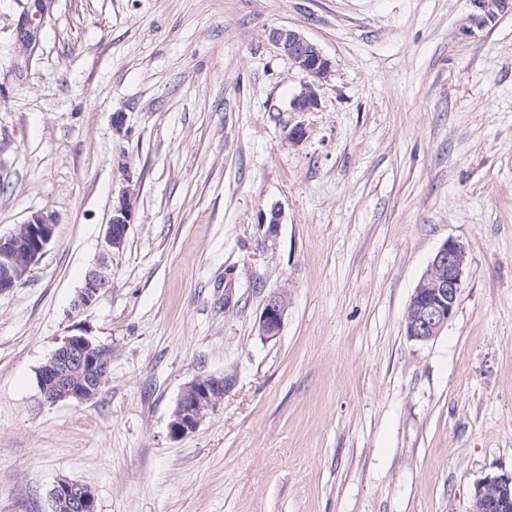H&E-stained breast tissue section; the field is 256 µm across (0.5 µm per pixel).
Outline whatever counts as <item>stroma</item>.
<instances>
[{
  "label": "stroma",
  "mask_w": 512,
  "mask_h": 512,
  "mask_svg": "<svg viewBox=\"0 0 512 512\" xmlns=\"http://www.w3.org/2000/svg\"><path fill=\"white\" fill-rule=\"evenodd\" d=\"M470 12L0 0V232L56 220L0 295V512H51L62 477L98 512H471L475 482L512 471V13L480 29ZM274 28L331 60L316 111H286L304 77ZM126 190L111 286L73 314ZM449 238L457 312L418 343L405 312ZM72 335L111 347L109 380L47 403L37 371ZM222 375L216 410L171 439L182 388ZM290 304L288 289L281 288L269 293L258 317V333L266 340L279 336Z\"/></svg>",
  "instance_id": "1"
}]
</instances>
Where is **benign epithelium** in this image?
<instances>
[{
    "mask_svg": "<svg viewBox=\"0 0 512 512\" xmlns=\"http://www.w3.org/2000/svg\"><path fill=\"white\" fill-rule=\"evenodd\" d=\"M473 7L470 22L486 25L502 13L512 11V0H469ZM270 40L304 76L303 88L289 104L291 112H313L320 106L317 88L332 72L331 61L305 37L293 30L274 29ZM134 218L131 198L121 196L112 207L107 224L103 253L71 301V311L81 313L111 285L109 259L122 249ZM55 222L49 215L32 214L7 234H0V295L25 280L31 266L51 242ZM467 266L466 248L457 240H445L414 289L407 307L406 336L428 343L443 332L455 316L463 276ZM290 304L288 289L269 293L258 317V333L265 340L279 336ZM112 349L82 336L65 338L39 369L40 391L46 402L95 399L108 381ZM227 380L208 376L188 383L182 389L169 423L174 439L196 432L203 421L224 399ZM51 512H98L92 489L77 481L59 479L50 491ZM473 512H512V473H490L473 488Z\"/></svg>",
    "mask_w": 512,
    "mask_h": 512,
    "instance_id": "7a95c632",
    "label": "benign epithelium"
}]
</instances>
